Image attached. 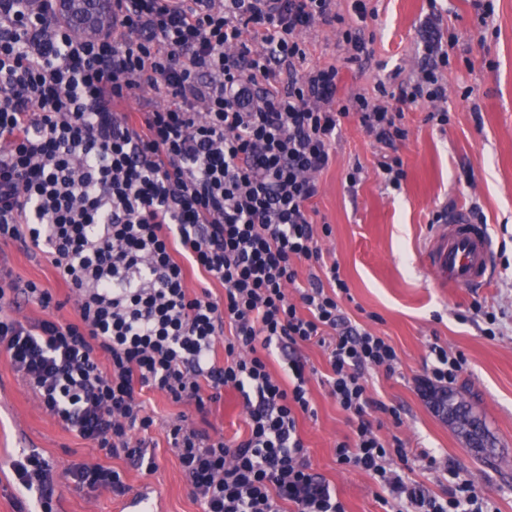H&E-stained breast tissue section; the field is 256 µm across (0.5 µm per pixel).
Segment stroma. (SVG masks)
Segmentation results:
<instances>
[{"label":"stroma","instance_id":"1","mask_svg":"<svg viewBox=\"0 0 512 512\" xmlns=\"http://www.w3.org/2000/svg\"><path fill=\"white\" fill-rule=\"evenodd\" d=\"M370 5L376 10L364 25L372 41L370 58L347 62L335 28L320 25L300 36L307 65L338 67L340 100L357 93L372 96L377 82L392 71L414 76L425 44L441 38L449 43V121L442 127L427 122V103L407 109L410 136L399 148L406 178L396 190L377 169L372 139L357 121L343 120L332 162L318 177L320 192L309 204L315 222L332 228L319 246L325 262L339 263L348 285L345 317L386 338L397 352L394 376L373 370L367 385L374 398L399 408L400 438L407 447L428 450L440 462L467 471L496 512H512V0H493L494 13L487 18L473 0L433 5L428 0H371ZM357 165L363 178L352 186L346 176ZM460 206L477 209L488 226L494 267L490 287L444 288L424 265L434 214ZM1 266L20 282L49 289L62 304L58 317L74 319V299L41 251L18 242L2 244ZM476 301L505 311L496 338L482 334L484 322L472 310ZM435 341L464 353L467 365L452 389L484 416L503 461L477 456L431 403L421 379L428 346ZM300 354L316 371L309 384L316 415L299 420L313 468L335 488L347 512H386L370 476L336 463V441L350 434L351 424L321 382L327 371L322 350L308 346ZM143 400L156 421L148 434L157 463L151 473L64 429L0 354V458L36 455L44 460L52 502L65 512L121 508V497L65 480V468L75 463L114 468L133 491L156 486L167 512H202L168 448L166 429L184 415L209 434L229 441L242 438L247 432L242 396L225 389L205 415L156 391H145Z\"/></svg>","mask_w":512,"mask_h":512}]
</instances>
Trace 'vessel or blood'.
<instances>
[{
  "label": "vessel or blood",
  "instance_id": "1",
  "mask_svg": "<svg viewBox=\"0 0 512 512\" xmlns=\"http://www.w3.org/2000/svg\"><path fill=\"white\" fill-rule=\"evenodd\" d=\"M424 258L442 284L480 286L493 278L487 227L473 223L462 209L447 223L434 225ZM121 508L123 512H162L163 499L155 488L144 485Z\"/></svg>",
  "mask_w": 512,
  "mask_h": 512
}]
</instances>
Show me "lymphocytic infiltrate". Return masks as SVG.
Listing matches in <instances>:
<instances>
[{
    "instance_id": "f902f5d3",
    "label": "lymphocytic infiltrate",
    "mask_w": 512,
    "mask_h": 512,
    "mask_svg": "<svg viewBox=\"0 0 512 512\" xmlns=\"http://www.w3.org/2000/svg\"><path fill=\"white\" fill-rule=\"evenodd\" d=\"M54 0H0V242L40 249L77 296L76 318L35 282L0 269V352L41 408L112 454L156 468L142 393L205 411L238 391L248 434L235 442L186 423L167 439L204 512H347L315 472L299 431L314 417L306 363L290 382L269 368L272 349L322 347L325 383L352 423L336 462L368 474L392 512H494L470 474L448 464V490L426 493L412 463L437 465L398 435L378 434L369 412L402 424L371 397L369 368L394 375L383 337L349 325L339 264H325L310 201L330 164L342 119L379 148L377 167L400 188L407 106L430 102L444 126L448 52L427 46L415 78L378 83L395 106L358 94L336 103L339 69L305 66L297 36L342 25L349 60L370 57L335 0H113L112 29L80 37L53 20ZM262 34L251 47L249 32ZM173 100L120 111L144 88ZM217 280L223 300L191 293L187 267ZM306 281L297 300L287 286ZM45 318L18 319L22 303ZM462 352L429 346L425 380L447 387Z\"/></svg>"
}]
</instances>
